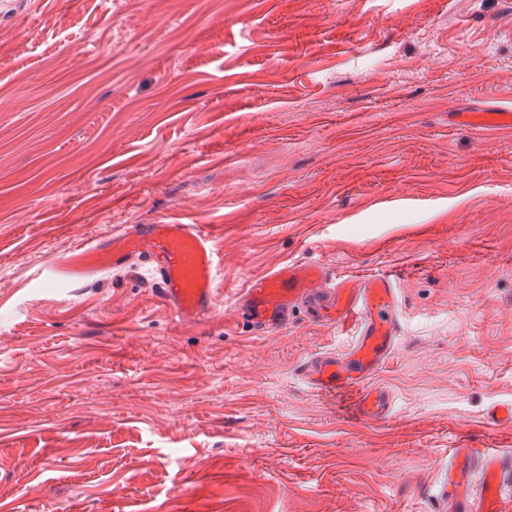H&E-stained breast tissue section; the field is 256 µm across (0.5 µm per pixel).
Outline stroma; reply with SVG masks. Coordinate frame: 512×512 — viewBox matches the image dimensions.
I'll return each instance as SVG.
<instances>
[{
	"mask_svg": "<svg viewBox=\"0 0 512 512\" xmlns=\"http://www.w3.org/2000/svg\"><path fill=\"white\" fill-rule=\"evenodd\" d=\"M505 111L512 0H0V512H448L449 449L512 453V128L462 123ZM155 220L213 230L214 317L48 282ZM289 262L395 270L388 419L305 382L352 336L234 320Z\"/></svg>",
	"mask_w": 512,
	"mask_h": 512,
	"instance_id": "obj_1",
	"label": "stroma"
}]
</instances>
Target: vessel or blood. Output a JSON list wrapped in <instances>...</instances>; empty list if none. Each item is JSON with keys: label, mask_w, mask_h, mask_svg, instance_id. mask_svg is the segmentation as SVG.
<instances>
[{"label": "vessel or blood", "mask_w": 512, "mask_h": 512, "mask_svg": "<svg viewBox=\"0 0 512 512\" xmlns=\"http://www.w3.org/2000/svg\"><path fill=\"white\" fill-rule=\"evenodd\" d=\"M142 257L158 296L183 321H200L217 308L218 254L205 224H127L112 237L53 260L54 280L82 281ZM309 321L357 336L347 356L333 352L310 360L305 379L321 395L346 393L363 421L389 417V394L373 386L400 333L396 278L385 271L365 279H330L323 265L288 264L250 277L235 294L234 316L259 333L287 328L297 311ZM440 493L448 512H502L512 496V456L495 448H454Z\"/></svg>", "instance_id": "b4317fda"}]
</instances>
